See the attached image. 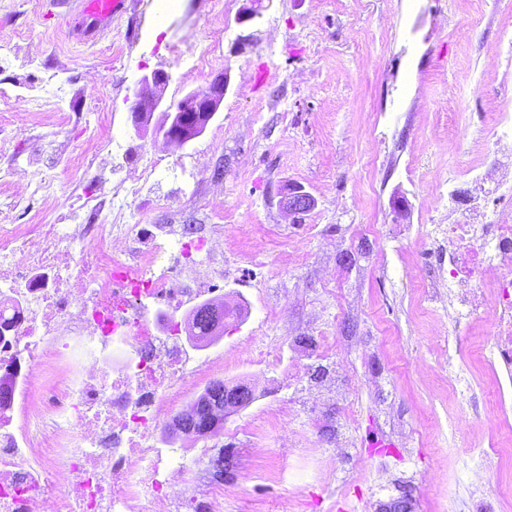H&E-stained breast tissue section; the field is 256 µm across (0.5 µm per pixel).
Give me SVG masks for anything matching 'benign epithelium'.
I'll use <instances>...</instances> for the list:
<instances>
[{
    "mask_svg": "<svg viewBox=\"0 0 512 512\" xmlns=\"http://www.w3.org/2000/svg\"><path fill=\"white\" fill-rule=\"evenodd\" d=\"M169 76L161 70L143 75L135 92L132 106L134 126L148 125L154 113L162 115L161 124L155 126V136L163 141L183 147L192 139L185 137L182 125L196 123L198 131L205 132L224 101L229 84L227 74L217 75L206 87L189 91L178 100L168 101L164 90ZM315 198L299 184H290L282 193V209L293 215H301L315 207ZM255 399L254 389L239 383L224 384V415L249 406ZM412 494L408 490L383 504L380 512H412Z\"/></svg>",
    "mask_w": 512,
    "mask_h": 512,
    "instance_id": "7a95c632",
    "label": "benign epithelium"
}]
</instances>
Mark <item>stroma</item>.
I'll list each match as a JSON object with an SVG mask.
<instances>
[{
	"mask_svg": "<svg viewBox=\"0 0 512 512\" xmlns=\"http://www.w3.org/2000/svg\"><path fill=\"white\" fill-rule=\"evenodd\" d=\"M157 19L155 0H128L107 37L84 44L78 11L55 0H0V41L16 57L0 67V164L18 160L27 178L55 177L33 197L23 183L0 188L7 224L54 223L78 193L99 190L141 166L163 142L136 130L133 90L145 73H168L165 97L205 87L180 75L189 45L205 47L216 24L211 0H178ZM214 72L230 79L203 136L168 157L139 200L152 224H220V294L245 309L241 323L191 357L223 353L221 381L253 386L255 401L224 422L225 437L184 446L233 452L224 512H376L410 489L413 512H512V447L485 460L500 495L480 496L467 478L463 439L471 397L493 424L512 412V387L480 355L441 364L448 299L425 285L448 264L442 244L448 181L460 168H489L485 133L511 112L512 0H227ZM127 66L111 69L113 47ZM47 61L66 81L67 120L54 116L56 88L24 67ZM112 115L125 152L100 164L88 145L98 113ZM290 183L313 210L279 204ZM408 202L397 218L394 197ZM352 263H343L344 254ZM315 343L332 336L326 358ZM275 347L278 359L258 360ZM296 437L305 457L289 455ZM385 447H375V440Z\"/></svg>",
	"mask_w": 512,
	"mask_h": 512,
	"instance_id": "35a3bbf8",
	"label": "stroma"
}]
</instances>
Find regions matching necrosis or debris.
<instances>
[{
  "instance_id": "4bbe7bcc",
  "label": "necrosis or debris",
  "mask_w": 512,
  "mask_h": 512,
  "mask_svg": "<svg viewBox=\"0 0 512 512\" xmlns=\"http://www.w3.org/2000/svg\"><path fill=\"white\" fill-rule=\"evenodd\" d=\"M90 194L63 224H0V512H224V481L161 447L157 429L184 410L213 368L190 360L177 306L212 289L201 258L224 251L220 225L175 233L132 209L157 172ZM484 184L448 193L469 211L448 224L453 321H487L489 364L512 369V210H488ZM168 310L166 334L148 314ZM132 357L101 363L112 347Z\"/></svg>"
}]
</instances>
